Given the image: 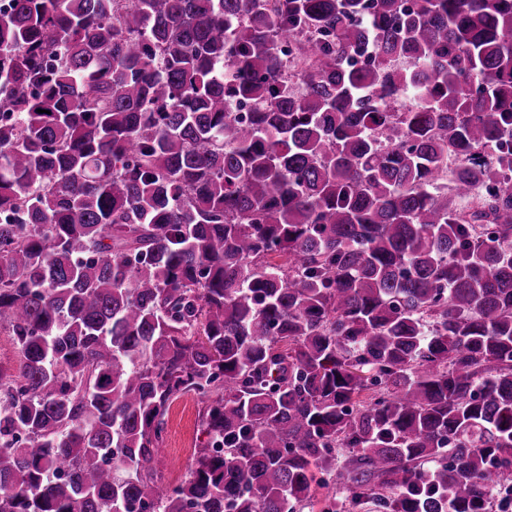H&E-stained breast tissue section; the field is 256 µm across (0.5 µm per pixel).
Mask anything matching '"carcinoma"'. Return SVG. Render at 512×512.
<instances>
[{
  "label": "carcinoma",
  "instance_id": "carcinoma-1",
  "mask_svg": "<svg viewBox=\"0 0 512 512\" xmlns=\"http://www.w3.org/2000/svg\"><path fill=\"white\" fill-rule=\"evenodd\" d=\"M2 328L0 512H505L512 0H8ZM20 364V355L12 336L4 329L0 330V369L6 373H16ZM202 407L196 397L183 396L169 408L163 450L154 462L166 484L176 486L188 478L195 465L194 448L207 440L200 427Z\"/></svg>",
  "mask_w": 512,
  "mask_h": 512
}]
</instances>
